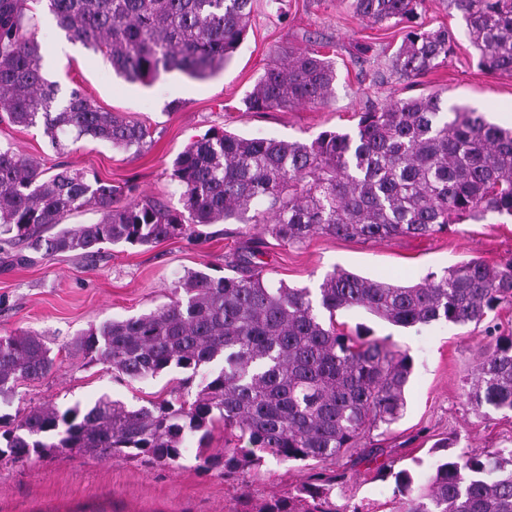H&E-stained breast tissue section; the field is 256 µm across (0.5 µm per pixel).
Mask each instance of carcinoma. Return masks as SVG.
I'll use <instances>...</instances> for the list:
<instances>
[{"instance_id": "1", "label": "carcinoma", "mask_w": 512, "mask_h": 512, "mask_svg": "<svg viewBox=\"0 0 512 512\" xmlns=\"http://www.w3.org/2000/svg\"><path fill=\"white\" fill-rule=\"evenodd\" d=\"M68 38L101 53L115 73L145 84L180 71L205 79L223 69L243 41L253 0H38ZM424 0H352L357 16L405 29L393 67L423 76L448 60L452 34L417 25ZM461 13L469 44L490 72L512 74V0H448ZM36 17L28 0H0V112L22 127L105 141L139 155L148 130L95 106L79 89L58 97L42 73ZM336 66L317 48L284 50L243 99L248 112L330 100ZM182 208L133 198L65 165L48 173L36 160L0 147V236L45 256H88L103 244L149 246L233 219L287 244L317 235L384 240L431 237L465 218L512 216V131L478 112H445L438 94L397 100L359 114L354 132L323 131L309 143L214 131L173 161ZM91 207L94 224L63 220ZM240 275L189 270L170 301L148 314L108 320L76 342L89 361L131 380L170 369L199 374L194 400L162 399L130 408L108 398L60 411L41 405L0 424V458L27 461L80 452L143 457L174 464L188 435L197 437L198 468L231 474L281 461H327L386 433L404 415L413 360L384 339L344 332L340 311L361 309L399 327L479 323L512 302V262L464 261L402 285L333 270L316 291L268 282L250 258ZM43 335L0 336V400L55 366ZM467 403L512 411V334L482 349ZM239 431L246 448L208 452L217 425ZM336 476L321 474L286 496L237 512H369L336 508ZM394 512H512V449L466 452L436 461L414 484L397 475Z\"/></svg>"}]
</instances>
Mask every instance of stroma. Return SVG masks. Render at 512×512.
<instances>
[{"mask_svg":"<svg viewBox=\"0 0 512 512\" xmlns=\"http://www.w3.org/2000/svg\"><path fill=\"white\" fill-rule=\"evenodd\" d=\"M419 24L448 27L455 36L443 66L415 79L400 76L391 57L404 32L369 26L350 0H254L247 34L215 75L192 79L180 73L150 84L117 76L102 55L69 40L46 13H38L34 37L43 69L60 96L81 88L99 108L119 112L146 126L150 137L140 155L105 142L83 139L64 152L52 148L41 127L0 122V146L10 147L45 166L71 169L120 186L134 181L139 198L176 208L181 189L172 162L192 141L211 130L244 136L311 142L325 130L347 132L360 112L411 96L440 93L444 107L466 106L500 127L512 128V74L490 73L478 65L464 22L448 0H425ZM327 45L336 63L334 95L324 105L286 110L245 111L243 99L280 53L309 42ZM370 43L368 55L355 46ZM16 247L0 245V336L34 331L44 334L56 366L43 378L18 386L12 400L0 402V417L47 401L58 409L93 405L101 397L141 406L157 398L193 399L198 385L187 371H165L132 381L108 366L83 360L73 343L91 326L155 310L167 303L187 270L231 275L242 255L255 258L265 279L294 288H317L324 275L344 269L366 277L397 274L418 281L461 261L490 264L512 260V218L467 220L453 231L429 238L384 241L317 235L288 245L251 225L228 221L203 226L200 237H181L153 246L104 245L91 257L31 254L18 263ZM346 329H369L408 352L413 373L406 389L405 413L378 441L377 452L349 451L333 461L282 462L264 456L257 471L233 479L222 470L201 471L196 441H189L177 464H148L137 458H97L79 453L17 462L0 458V512H235L240 496L253 505L283 496L312 481L316 473L339 474L337 505L371 503L389 512L395 475L408 470L423 482L437 460L439 439H454L456 451L512 448V413L472 411L464 393L486 342L483 327L432 324L390 325L362 310L339 312Z\"/></svg>","mask_w":512,"mask_h":512,"instance_id":"35a3bbf8","label":"stroma"}]
</instances>
